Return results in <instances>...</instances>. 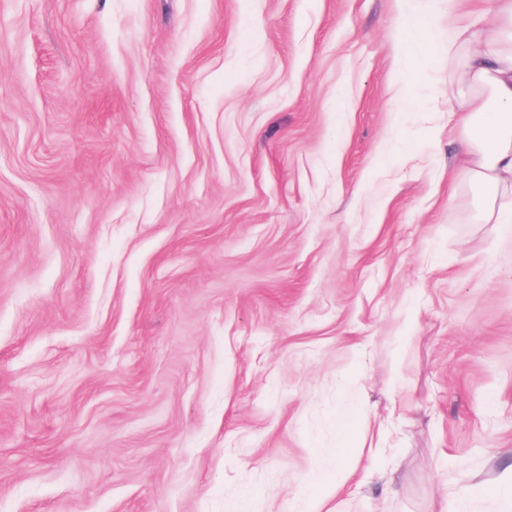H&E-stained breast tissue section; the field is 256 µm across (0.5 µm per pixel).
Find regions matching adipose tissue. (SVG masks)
<instances>
[{
	"label": "adipose tissue",
	"instance_id": "adipose-tissue-1",
	"mask_svg": "<svg viewBox=\"0 0 512 512\" xmlns=\"http://www.w3.org/2000/svg\"><path fill=\"white\" fill-rule=\"evenodd\" d=\"M496 23L475 20L460 36L472 46L462 63L471 92L455 125L463 132L461 155L472 158L464 173H450L449 181L466 176L487 204L499 191L512 188V43L503 25H512V0H493Z\"/></svg>",
	"mask_w": 512,
	"mask_h": 512
}]
</instances>
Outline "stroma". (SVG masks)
<instances>
[{
	"label": "stroma",
	"mask_w": 512,
	"mask_h": 512,
	"mask_svg": "<svg viewBox=\"0 0 512 512\" xmlns=\"http://www.w3.org/2000/svg\"><path fill=\"white\" fill-rule=\"evenodd\" d=\"M470 9L0 0V512H512Z\"/></svg>",
	"instance_id": "obj_1"
}]
</instances>
